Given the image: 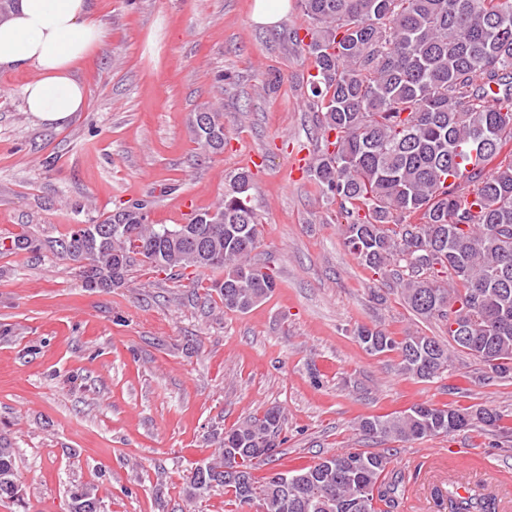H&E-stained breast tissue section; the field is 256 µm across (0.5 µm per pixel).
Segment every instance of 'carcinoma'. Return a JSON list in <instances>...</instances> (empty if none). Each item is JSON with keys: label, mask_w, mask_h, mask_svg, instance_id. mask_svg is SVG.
<instances>
[{"label": "carcinoma", "mask_w": 512, "mask_h": 512, "mask_svg": "<svg viewBox=\"0 0 512 512\" xmlns=\"http://www.w3.org/2000/svg\"><path fill=\"white\" fill-rule=\"evenodd\" d=\"M309 19L296 45L312 58L310 99L323 145L310 176L338 205L345 246L360 262L394 280L416 316L448 325L440 341L418 332L397 340L360 326L370 353L396 352L403 375L427 381L453 366V352L483 364L486 379L512 377V0H298ZM495 102H490L488 97ZM218 131L193 142L205 154L224 151V113L204 106ZM224 198L186 224H154L135 201L69 232L54 256L90 268L83 286L127 282L137 258L157 272L192 268L216 275L210 288L224 308L244 312L277 286L252 262L263 225L252 205V173L226 176ZM7 250L37 246L24 234ZM478 420L512 437V419L478 407L417 404L362 419L363 436L403 442L447 434ZM282 413L272 406L224 432L218 453L196 463L186 494L215 487L231 504L262 512H376L389 497L382 476L390 449L343 452L258 477L277 461ZM16 449L0 440V500H17ZM449 512H496V498L464 497L448 483ZM70 512H98L85 491Z\"/></svg>", "instance_id": "cac0c4a2"}]
</instances>
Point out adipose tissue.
Returning a JSON list of instances; mask_svg holds the SVG:
<instances>
[{
	"instance_id": "1",
	"label": "adipose tissue",
	"mask_w": 512,
	"mask_h": 512,
	"mask_svg": "<svg viewBox=\"0 0 512 512\" xmlns=\"http://www.w3.org/2000/svg\"><path fill=\"white\" fill-rule=\"evenodd\" d=\"M103 41L86 0H17L0 22V69L34 68L38 77L24 88L27 109L43 122L60 124L82 110L85 89L75 69Z\"/></svg>"
}]
</instances>
